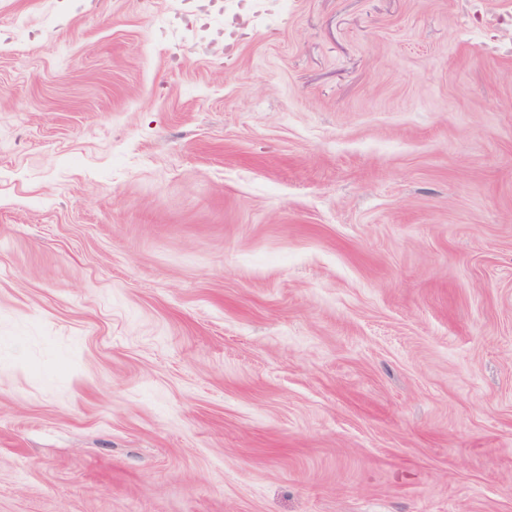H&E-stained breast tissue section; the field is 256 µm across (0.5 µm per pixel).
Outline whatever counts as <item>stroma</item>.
Listing matches in <instances>:
<instances>
[{
	"mask_svg": "<svg viewBox=\"0 0 512 512\" xmlns=\"http://www.w3.org/2000/svg\"><path fill=\"white\" fill-rule=\"evenodd\" d=\"M0 512H512V0H0Z\"/></svg>",
	"mask_w": 512,
	"mask_h": 512,
	"instance_id": "35a3bbf8",
	"label": "stroma"
}]
</instances>
